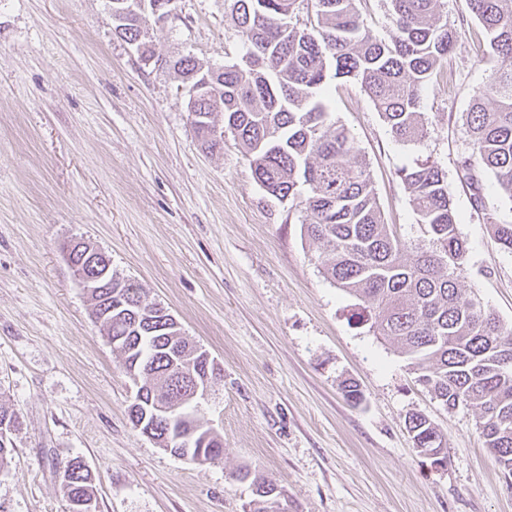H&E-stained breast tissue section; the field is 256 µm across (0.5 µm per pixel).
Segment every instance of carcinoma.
I'll list each match as a JSON object with an SVG mask.
<instances>
[{"mask_svg": "<svg viewBox=\"0 0 512 512\" xmlns=\"http://www.w3.org/2000/svg\"><path fill=\"white\" fill-rule=\"evenodd\" d=\"M298 0H232L246 52L233 64L206 66L190 55L172 58V69L186 78L203 68L215 71L211 94L188 103L201 147L216 151L213 116L224 113V128L251 158L256 182L283 200L304 190V231L319 244L325 275L360 300L356 312L379 335L397 344L417 381L447 409L461 404L480 409L485 447L504 475L512 477V326L502 323L457 284L467 245L453 207L447 173L427 159L402 168L427 242L407 246L384 222L365 155L347 129L323 103L329 82L360 83L393 137L409 144L424 132L422 96L458 33L441 22L440 0H391L394 35L377 40L363 32L356 0H314L313 17L293 21ZM465 10L481 24L501 64L490 71L463 113L471 153L461 157V180L484 208L479 175H493L512 201V0H464ZM115 32L149 61L155 53L141 37V22L131 18ZM493 236L512 252V221L486 217ZM103 317L108 340L116 338L133 352L145 377V400L185 399L192 382L173 378L170 367L182 353L181 329L151 314L141 284L131 279L105 284L92 296ZM191 415L180 433L163 420L154 436L177 455L208 432ZM406 428L423 455L446 459L443 436L426 415L413 413ZM224 450L213 434L194 457L206 462ZM237 480L253 486L249 512H279L276 482L248 468ZM67 501L92 500L93 486L82 461L62 468Z\"/></svg>", "mask_w": 512, "mask_h": 512, "instance_id": "obj_1", "label": "carcinoma"}]
</instances>
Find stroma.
I'll return each mask as SVG.
<instances>
[{
    "label": "stroma",
    "mask_w": 512,
    "mask_h": 512,
    "mask_svg": "<svg viewBox=\"0 0 512 512\" xmlns=\"http://www.w3.org/2000/svg\"><path fill=\"white\" fill-rule=\"evenodd\" d=\"M172 8L150 32L156 54L243 56L231 0ZM442 11L460 38L451 82L423 94L420 141L397 142L356 81H332L323 102L406 244L422 236L398 170L431 159L446 171L468 247L458 283L512 325V253L486 222L512 221V202L486 175L477 210L458 176L461 115L498 58L461 0ZM188 101L177 74L116 35L109 0H0V404L23 417L0 512H67L60 470L74 458L91 472L92 512H244L252 489L233 478L244 466L276 479L287 512H512L477 409H445L396 344L353 319L302 203L265 193L232 135L203 152ZM80 239L210 352L220 375L197 416L222 434L218 458L182 459L132 425L136 386L65 257ZM347 378L360 404L343 397ZM415 412L443 435L444 466L414 447Z\"/></svg>",
    "instance_id": "35a3bbf8"
}]
</instances>
